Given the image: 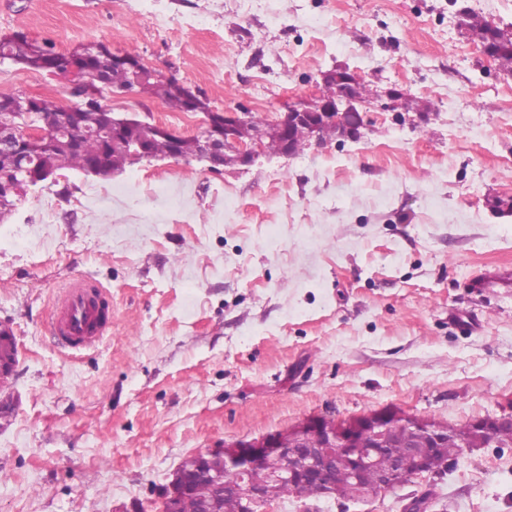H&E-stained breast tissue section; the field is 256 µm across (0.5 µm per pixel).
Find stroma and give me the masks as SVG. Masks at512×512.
Here are the masks:
<instances>
[{"mask_svg": "<svg viewBox=\"0 0 512 512\" xmlns=\"http://www.w3.org/2000/svg\"><path fill=\"white\" fill-rule=\"evenodd\" d=\"M512 31V0H0V33L136 51L211 110L273 119L345 67L407 94L360 138L213 173L158 159L67 172L0 221V321L18 362L1 395L0 512H121L187 457L309 415L395 407L452 425L512 398V67L463 12ZM69 102L0 63V95ZM180 133L199 112L137 95ZM112 305L95 346L59 348L60 287ZM405 490L317 512H401ZM428 512H512V446L464 455Z\"/></svg>", "mask_w": 512, "mask_h": 512, "instance_id": "1", "label": "stroma"}]
</instances>
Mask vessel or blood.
<instances>
[{
    "instance_id": "obj_1",
    "label": "vessel or blood",
    "mask_w": 512,
    "mask_h": 512,
    "mask_svg": "<svg viewBox=\"0 0 512 512\" xmlns=\"http://www.w3.org/2000/svg\"><path fill=\"white\" fill-rule=\"evenodd\" d=\"M104 328L98 303L87 282L67 285L57 299L50 323L54 340L74 350L85 349L99 341Z\"/></svg>"
}]
</instances>
